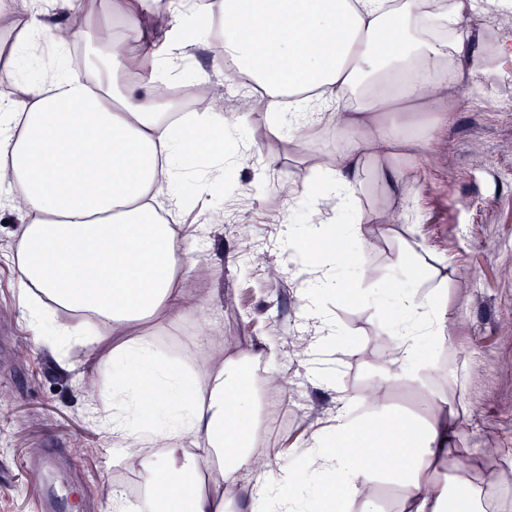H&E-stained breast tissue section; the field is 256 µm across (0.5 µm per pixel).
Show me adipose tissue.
<instances>
[{
	"instance_id": "adipose-tissue-1",
	"label": "adipose tissue",
	"mask_w": 512,
	"mask_h": 512,
	"mask_svg": "<svg viewBox=\"0 0 512 512\" xmlns=\"http://www.w3.org/2000/svg\"><path fill=\"white\" fill-rule=\"evenodd\" d=\"M94 3L64 0L61 22L45 25L29 0H0V28L24 34L9 48L22 94L0 100V189L22 200L11 255L17 285L35 338L63 336L112 360V378L101 386L112 411L101 427L131 457L147 444L165 451L140 470L146 494L133 505L114 496V512H225L261 429L250 385L234 359L216 362L201 383L132 336L193 304L177 283L194 263H176L181 238L159 219L186 202L185 163L212 157L218 165L199 184L223 179L252 148L244 141L230 152L225 139L262 106L291 140L318 126L349 132L335 162L309 156L294 182L299 217L278 243L310 275L302 318L332 342L334 322L320 299L343 286L335 267H358L355 247L382 231L381 215L363 217L357 197L366 162L402 198L410 162L447 125L475 69L490 64L470 48L471 17L511 9L512 0H112L114 20L139 34V48L113 54L89 76L61 50L83 35ZM203 42L214 66L232 63L239 84L267 91L232 123L208 103L187 120L161 109L159 91L173 83L185 48ZM401 261L422 270L394 295L398 363L423 387L429 366L420 347L435 353L446 343L448 290L431 285L420 255ZM60 311L71 322L54 324ZM441 400L433 394L411 422L386 407L361 416L339 405L333 436L299 444L300 466L256 480L250 512H312L308 495L326 472L356 512H377L367 491L376 474L400 484L401 512H477V491L460 495L452 511L447 487L426 476L455 456L456 427L435 410ZM186 439L201 462H216L209 483L180 460Z\"/></svg>"
}]
</instances>
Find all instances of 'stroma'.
I'll return each mask as SVG.
<instances>
[{
  "label": "stroma",
  "instance_id": "obj_1",
  "mask_svg": "<svg viewBox=\"0 0 512 512\" xmlns=\"http://www.w3.org/2000/svg\"><path fill=\"white\" fill-rule=\"evenodd\" d=\"M509 31L512 13L486 20L478 50L495 62L474 74L479 94L463 91L457 112L415 164L409 204L417 222L387 225L362 253L373 279L392 284L413 278V269L398 262L402 254L429 250L445 265L448 344L433 361L432 387L421 389L396 375L381 399L410 418L432 392L447 396L457 414L458 446L471 454L473 465L466 472L439 466L433 480L447 485L452 496L472 485L484 512L512 498V281L499 277L501 268L512 267V112L499 108L500 99H512V56H494L498 34ZM136 39L113 23L110 0H97L86 34L71 44L70 55L80 64ZM183 66L184 82L203 76L218 96L234 81L229 69L213 68L202 46L190 49ZM245 136L252 156L231 168V188L196 195L193 184L209 167L206 159L190 161L185 174L191 203L180 222L205 226L206 232L193 255L197 269L179 286L189 294L210 293L209 303L145 325L137 336L199 381L206 380L213 359L227 352L228 341L244 355L267 342L277 344L271 368L286 384L277 393L284 418L258 439L264 471L271 475L294 462L293 446L330 425L337 402L371 411L361 388L381 376L382 359L393 354L400 315L388 293L378 308L365 309L367 283L348 282L346 294L322 298L336 321L335 343L318 354L290 358L288 340L302 329V279L276 248L289 215V188L311 153L336 152L349 135L317 128L291 142L274 129L270 113L256 111ZM259 168L265 174L260 200L248 192ZM14 216L0 211V512H35L45 486L57 496V512H107L112 490L131 499L143 492L125 449L95 423L97 414L112 409L98 392L112 376V362H88L85 346L66 341L58 346L70 364L63 372L34 338L6 258L14 245ZM203 334L210 343L199 344ZM492 442L501 459L494 467L485 462ZM45 448L59 450L60 465L38 476L29 460Z\"/></svg>",
  "mask_w": 512,
  "mask_h": 512
}]
</instances>
